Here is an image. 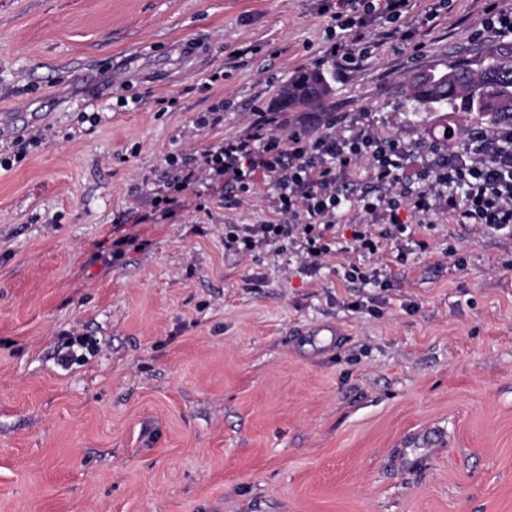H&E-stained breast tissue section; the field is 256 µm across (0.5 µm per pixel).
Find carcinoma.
Returning a JSON list of instances; mask_svg holds the SVG:
<instances>
[{
    "mask_svg": "<svg viewBox=\"0 0 512 512\" xmlns=\"http://www.w3.org/2000/svg\"><path fill=\"white\" fill-rule=\"evenodd\" d=\"M413 112H471L496 120L512 115V42L484 47L475 63H453L448 70L415 78L398 88ZM334 90L318 69L298 72L280 92L281 108L322 112Z\"/></svg>",
    "mask_w": 512,
    "mask_h": 512,
    "instance_id": "carcinoma-1",
    "label": "carcinoma"
}]
</instances>
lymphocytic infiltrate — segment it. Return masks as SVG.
Listing matches in <instances>:
<instances>
[{
	"label": "lymphocytic infiltrate",
	"mask_w": 512,
	"mask_h": 512,
	"mask_svg": "<svg viewBox=\"0 0 512 512\" xmlns=\"http://www.w3.org/2000/svg\"><path fill=\"white\" fill-rule=\"evenodd\" d=\"M448 6V0H431L404 29L399 21L409 12V0H320V16L339 31L324 57L335 66L358 64L368 54L363 42L372 27L379 30V44H411ZM279 123L278 113L257 111L246 136L173 159L177 173L162 203L207 181L222 183L225 197L238 202L258 181H268L276 221L225 225L224 249L243 259L286 254L307 271L350 248L365 258L386 247L405 252L415 228L402 222L404 208L427 221L445 213L454 223L476 224L488 234H512V117L492 131L470 133L457 150L435 153L415 182L404 175L409 157L397 140L365 129L314 139L298 130L272 134ZM364 158L370 161L367 180L344 186L343 177ZM355 207L369 221L353 225L350 239H342L336 220Z\"/></svg>",
	"instance_id": "1"
}]
</instances>
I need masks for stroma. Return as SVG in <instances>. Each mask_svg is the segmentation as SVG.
Masks as SVG:
<instances>
[{
	"instance_id": "obj_1",
	"label": "stroma",
	"mask_w": 512,
	"mask_h": 512,
	"mask_svg": "<svg viewBox=\"0 0 512 512\" xmlns=\"http://www.w3.org/2000/svg\"><path fill=\"white\" fill-rule=\"evenodd\" d=\"M318 5L0 0V512H512V238L442 219L360 288L344 255L225 253L226 224L271 220L268 182L156 205L168 157L245 135L302 68L338 134L398 140L412 174L480 127L395 88L490 44L483 0L347 70ZM82 339L96 355L58 366Z\"/></svg>"
}]
</instances>
